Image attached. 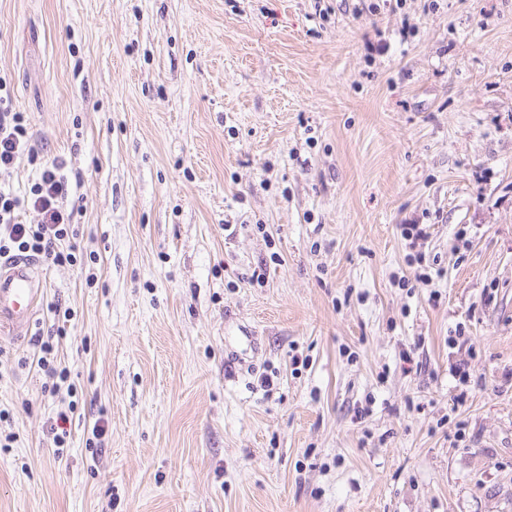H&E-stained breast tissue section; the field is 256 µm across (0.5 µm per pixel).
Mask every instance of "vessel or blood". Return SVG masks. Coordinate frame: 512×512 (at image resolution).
Returning a JSON list of instances; mask_svg holds the SVG:
<instances>
[{"mask_svg":"<svg viewBox=\"0 0 512 512\" xmlns=\"http://www.w3.org/2000/svg\"><path fill=\"white\" fill-rule=\"evenodd\" d=\"M43 296V280L34 263L10 261L0 269V326L14 339L27 336Z\"/></svg>","mask_w":512,"mask_h":512,"instance_id":"obj_1","label":"vessel or blood"}]
</instances>
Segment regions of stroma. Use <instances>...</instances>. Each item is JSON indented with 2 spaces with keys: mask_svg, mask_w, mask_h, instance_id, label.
<instances>
[{
  "mask_svg": "<svg viewBox=\"0 0 512 512\" xmlns=\"http://www.w3.org/2000/svg\"><path fill=\"white\" fill-rule=\"evenodd\" d=\"M0 79L84 255L0 512H512V0H0Z\"/></svg>",
  "mask_w": 512,
  "mask_h": 512,
  "instance_id": "35a3bbf8",
  "label": "stroma"
}]
</instances>
